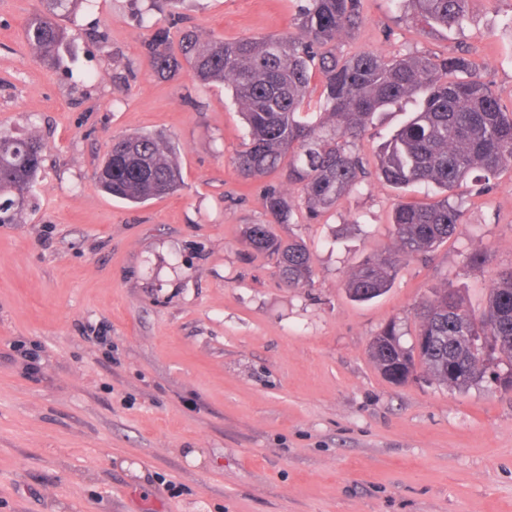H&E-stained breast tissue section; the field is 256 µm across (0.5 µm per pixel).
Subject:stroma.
<instances>
[{"instance_id": "1", "label": "stroma", "mask_w": 512, "mask_h": 512, "mask_svg": "<svg viewBox=\"0 0 512 512\" xmlns=\"http://www.w3.org/2000/svg\"><path fill=\"white\" fill-rule=\"evenodd\" d=\"M299 0H184L173 22L150 0H96L77 17L65 66L42 65L24 31L35 0H0V132L37 135L42 172L0 224V512H512V391L426 373L397 386L369 355L396 322L453 286L476 312L512 267V171L389 291L352 300L366 257L396 249L401 201L378 179L307 217L299 186L250 182L233 159L247 130L232 90L189 71L152 74L155 30L227 40L294 31ZM512 0H472L463 28L422 31L393 0H365L340 48L449 55L512 92ZM146 132L177 148L183 182L132 203L98 189L113 139ZM308 246L295 288L241 230L269 220ZM485 260L469 263L471 253ZM265 206L274 224L291 223L293 204L288 196L274 185L268 186L266 190Z\"/></svg>"}]
</instances>
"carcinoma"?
<instances>
[{"mask_svg": "<svg viewBox=\"0 0 512 512\" xmlns=\"http://www.w3.org/2000/svg\"><path fill=\"white\" fill-rule=\"evenodd\" d=\"M364 0H302L298 32L226 41L203 40L183 32L179 53L168 46V30L156 31L146 48L150 69L170 76L188 66L203 86L223 81L249 127V141L234 165L245 179L286 168L288 183L300 186L310 218L336 205L369 177L361 141L374 112L407 102L414 116L379 151L378 171L396 189L413 184L436 187L433 202H403L394 210L397 250L366 258L350 274L346 290L356 301H368L390 287L400 258L432 251L458 234L462 211L453 192L489 194L505 169L512 168V95L482 81L479 65L467 51L436 57L428 54L388 58L375 50L351 55L336 47L352 36L363 20ZM472 0H398L424 27L462 25ZM25 37L39 61L56 68L62 49L74 37L62 20L91 0H38ZM322 78L318 111L311 110V82ZM43 143L35 137L0 132V224L14 222L42 164ZM174 148L151 135L112 141L96 173L107 193L141 202L171 193L181 182ZM265 206L275 224H289L294 211L286 194L274 185ZM244 242L275 259L282 280L291 287L309 284L311 254L300 240L278 237L269 224H249ZM419 336L428 348L414 355L405 347L396 322L375 336L371 357L383 376L394 366L422 367L435 381L463 389L481 382L490 364H507L501 382L512 387V267L497 273L486 308L467 309L452 287L435 291L420 310ZM471 336L484 337L488 353L473 351Z\"/></svg>", "mask_w": 512, "mask_h": 512, "instance_id": "1", "label": "carcinoma"}]
</instances>
